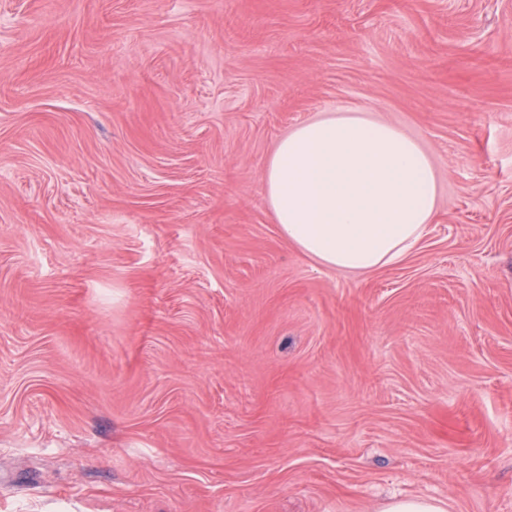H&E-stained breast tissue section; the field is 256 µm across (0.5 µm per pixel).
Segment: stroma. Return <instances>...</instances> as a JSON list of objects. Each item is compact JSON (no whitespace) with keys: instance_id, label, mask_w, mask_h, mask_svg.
<instances>
[{"instance_id":"obj_1","label":"stroma","mask_w":512,"mask_h":512,"mask_svg":"<svg viewBox=\"0 0 512 512\" xmlns=\"http://www.w3.org/2000/svg\"><path fill=\"white\" fill-rule=\"evenodd\" d=\"M362 112L439 211L356 276L268 159ZM512 512V0H0V512ZM382 512H446L444 504L429 499H395L384 505Z\"/></svg>"}]
</instances>
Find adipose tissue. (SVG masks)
I'll return each mask as SVG.
<instances>
[{
  "mask_svg": "<svg viewBox=\"0 0 512 512\" xmlns=\"http://www.w3.org/2000/svg\"><path fill=\"white\" fill-rule=\"evenodd\" d=\"M282 235L321 266L369 273L402 262L437 212V176L420 145L360 112L299 125L265 173Z\"/></svg>",
  "mask_w": 512,
  "mask_h": 512,
  "instance_id": "adipose-tissue-1",
  "label": "adipose tissue"
}]
</instances>
